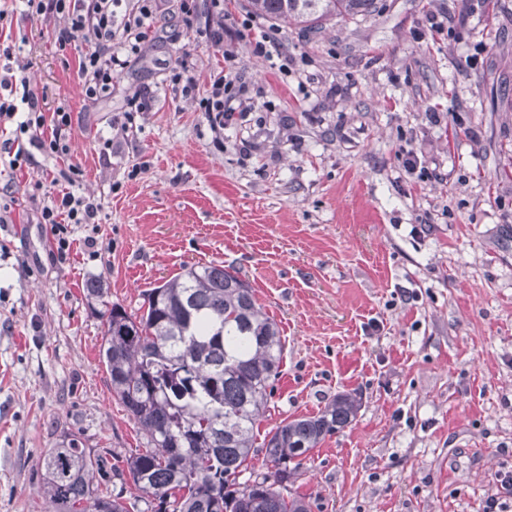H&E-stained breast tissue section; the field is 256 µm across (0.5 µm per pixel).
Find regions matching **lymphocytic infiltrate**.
<instances>
[{
  "mask_svg": "<svg viewBox=\"0 0 512 512\" xmlns=\"http://www.w3.org/2000/svg\"><path fill=\"white\" fill-rule=\"evenodd\" d=\"M29 16L59 15L65 20L51 37L60 48L76 52L78 74L87 99L94 100L112 86V76L124 69L127 57L144 41L153 19V0H136L127 8L123 0H23ZM20 99H13V91ZM245 87L238 62L232 51L225 50L224 68L211 81L200 103L215 126H222L235 112ZM25 105L24 120H17L19 133L31 134L47 155L68 154L67 131L72 119L68 105L59 104L52 114H45L38 95L30 88H18L11 72L0 75V119H16L18 105ZM99 206L93 199L65 193L56 199L44 196L39 220L50 225L58 258H65L75 225L96 223Z\"/></svg>",
  "mask_w": 512,
  "mask_h": 512,
  "instance_id": "f902f5d3",
  "label": "lymphocytic infiltrate"
}]
</instances>
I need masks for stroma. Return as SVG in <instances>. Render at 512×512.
Masks as SVG:
<instances>
[{"label": "stroma", "instance_id": "1", "mask_svg": "<svg viewBox=\"0 0 512 512\" xmlns=\"http://www.w3.org/2000/svg\"><path fill=\"white\" fill-rule=\"evenodd\" d=\"M169 6L91 101L49 37L62 18L0 0V50L72 117L63 159L0 131V512H47L42 459L68 434L145 448L98 361L102 312L138 310L197 262L233 269L282 330L259 433L363 397L292 487L311 512H483L512 471V0H375L313 31L226 0L225 27L275 29L288 71L231 41L257 103L221 128L199 103L222 54ZM186 54L190 95L171 80ZM138 87L152 94L134 110ZM17 148L32 166L10 169ZM410 151L428 178L406 171ZM52 182L101 207L63 261L31 200ZM99 276L102 303L85 290Z\"/></svg>", "mask_w": 512, "mask_h": 512}]
</instances>
